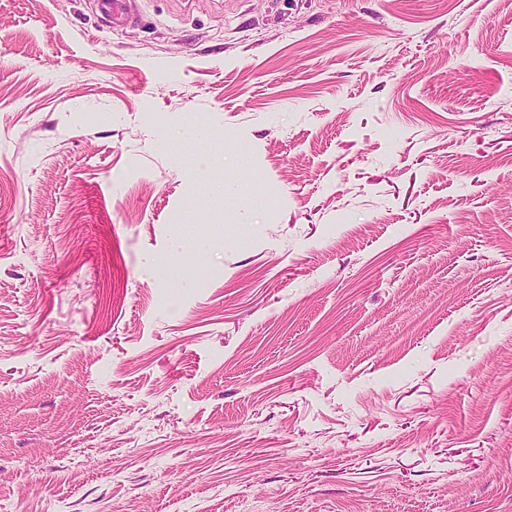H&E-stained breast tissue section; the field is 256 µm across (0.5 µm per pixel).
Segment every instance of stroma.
Instances as JSON below:
<instances>
[{"instance_id": "35a3bbf8", "label": "stroma", "mask_w": 512, "mask_h": 512, "mask_svg": "<svg viewBox=\"0 0 512 512\" xmlns=\"http://www.w3.org/2000/svg\"><path fill=\"white\" fill-rule=\"evenodd\" d=\"M98 2L0 0V512H512V0Z\"/></svg>"}]
</instances>
